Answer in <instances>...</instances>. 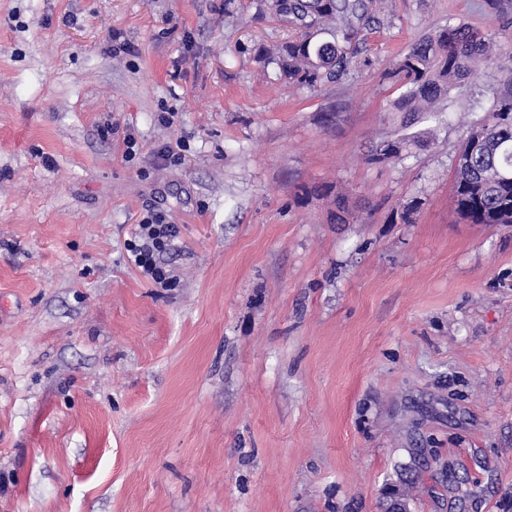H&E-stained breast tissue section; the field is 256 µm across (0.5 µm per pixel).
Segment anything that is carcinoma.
<instances>
[{"label":"carcinoma","mask_w":512,"mask_h":512,"mask_svg":"<svg viewBox=\"0 0 512 512\" xmlns=\"http://www.w3.org/2000/svg\"><path fill=\"white\" fill-rule=\"evenodd\" d=\"M280 18L288 19L297 37L282 46L275 63L288 81L315 86L339 79L356 55L346 44L380 27V0H261ZM493 37L467 24L440 28L413 44L393 63L404 91L393 103L400 112H432L451 89L466 80L490 56ZM481 146L464 167L454 172V212L470 224H512V182L500 171L512 169V93L499 95L488 116L470 127L458 151ZM405 142H381L368 156L382 163L402 155Z\"/></svg>","instance_id":"cac0c4a2"}]
</instances>
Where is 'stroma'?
<instances>
[{
	"instance_id": "obj_1",
	"label": "stroma",
	"mask_w": 512,
	"mask_h": 512,
	"mask_svg": "<svg viewBox=\"0 0 512 512\" xmlns=\"http://www.w3.org/2000/svg\"><path fill=\"white\" fill-rule=\"evenodd\" d=\"M380 18L307 87L258 0H0V512H512V224L453 206L498 62L434 115L387 75L450 23L512 52V0ZM177 231L174 224H168L164 215L149 213L139 224L130 251L141 275L158 288H170L176 281L170 269L160 261L164 253L175 250Z\"/></svg>"
}]
</instances>
